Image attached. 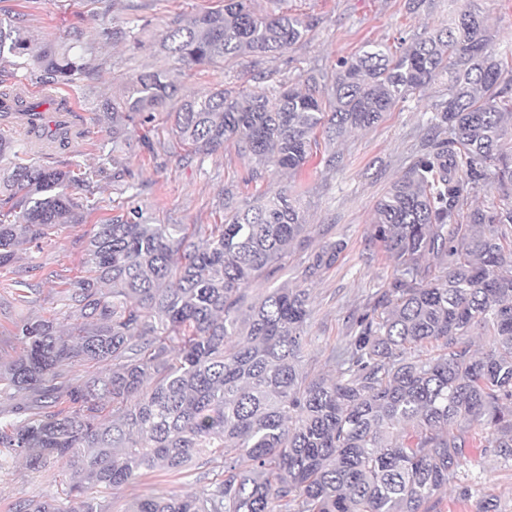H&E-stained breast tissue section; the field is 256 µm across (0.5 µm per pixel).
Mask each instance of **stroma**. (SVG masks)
Instances as JSON below:
<instances>
[{
  "label": "stroma",
  "instance_id": "35a3bbf8",
  "mask_svg": "<svg viewBox=\"0 0 512 512\" xmlns=\"http://www.w3.org/2000/svg\"><path fill=\"white\" fill-rule=\"evenodd\" d=\"M223 5L224 0H113L111 11L105 13L96 0H0V18L23 17L36 46L103 42V32L113 27L133 29L139 40L134 47L125 41L103 42L110 64L93 79L57 87V94L71 98L84 134L59 152L24 154L23 162L77 174L106 163L112 143L102 100L121 93L134 72L165 65L159 44L171 22ZM253 6L308 22L306 38L284 53L260 60L244 56L221 68L187 69L186 94L203 93L218 83L232 95L247 94L262 75L273 86L300 85L311 74L329 76L338 59L354 56L365 45L396 46L399 38L424 27L450 24L466 7L484 16L512 59V0H253ZM447 85V79H437L424 92L398 103L374 127L332 143L320 141L302 173L269 171L255 182L249 179L252 162L238 155L234 146L204 158L194 155L175 136L167 112L153 113L149 122L129 132L124 155L130 191L121 194L111 179L99 181L98 208L87 213L83 223L56 225L40 245H21L16 259L0 268V281L16 278L33 289L27 301L20 302L15 293L0 288V359H13L23 350L12 334L16 323L41 316L54 319L60 330L70 327L73 319L61 292L84 276V249L96 224L139 206L152 222L204 228L223 223L224 192L234 193L245 204L285 189L299 198L311 229L307 241L291 247L287 267L271 274L266 285L308 289L311 316L302 370L312 377L335 375L337 356L354 334L355 317L386 289L396 271L383 243L373 237L375 205L408 172L430 139L429 108ZM332 154L340 157L334 166L326 163ZM335 240L345 244L336 264L317 279H305L309 259ZM213 476L212 465L197 462L176 475H144L118 490L102 491L99 498L107 512H125L134 499L184 496L200 490ZM69 484L61 467L34 470L25 460L10 462L0 470V512H15L19 502L45 499L73 506ZM462 486L470 489L469 499H459ZM438 498L442 512H476L484 498L496 500L501 512H512V460L491 453L468 454Z\"/></svg>",
  "mask_w": 512,
  "mask_h": 512
}]
</instances>
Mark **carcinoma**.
Masks as SVG:
<instances>
[{"mask_svg":"<svg viewBox=\"0 0 512 512\" xmlns=\"http://www.w3.org/2000/svg\"><path fill=\"white\" fill-rule=\"evenodd\" d=\"M309 30L252 0L174 24L166 68L143 70L106 100L112 168L70 170L14 163L0 169V267L22 242L39 244L58 224H80L98 206L93 184L112 175L123 194L120 153L129 128L169 104L172 126L194 154L231 143L255 161L301 171L322 128L331 138L377 124L399 101L448 76L428 117L438 139L374 210L373 235L397 261L378 301L356 320L332 379H307L300 363L310 317L305 288L253 287L282 268L307 228L297 200L279 191L255 205L224 198V223L203 242L183 224H150L139 208L97 225L84 249L87 275L62 291L80 319L61 333L50 318L16 325L22 354L0 364V395L34 398L0 410V469L24 457L59 464L80 498L75 512H105L98 489L149 472L179 473L221 457L219 477L183 497L132 501L126 512H436L432 498L476 447L512 459V203L468 207L486 187L512 200V67L480 15L401 38L393 52L368 44L337 61L327 96L312 82L241 97L224 88L183 94V69L264 58ZM96 45H46L32 53L20 22L0 20V61L34 67L45 84L93 78ZM62 148L70 129L51 131L37 105L13 87L0 100ZM79 187L84 197L73 196ZM342 241L309 261L313 278L334 265ZM488 336V350L470 337ZM84 364L104 371L57 384ZM15 512H65L52 500Z\"/></svg>","mask_w":512,"mask_h":512,"instance_id":"1","label":"carcinoma"}]
</instances>
